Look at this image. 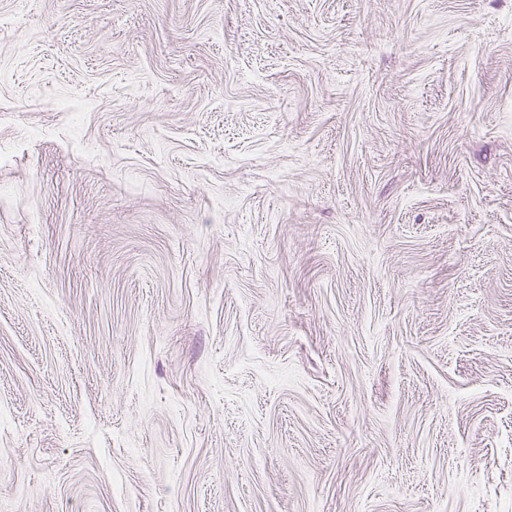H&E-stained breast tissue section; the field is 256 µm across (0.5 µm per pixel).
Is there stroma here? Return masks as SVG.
Here are the masks:
<instances>
[{
  "label": "stroma",
  "instance_id": "35a3bbf8",
  "mask_svg": "<svg viewBox=\"0 0 512 512\" xmlns=\"http://www.w3.org/2000/svg\"><path fill=\"white\" fill-rule=\"evenodd\" d=\"M0 512H512V0H0Z\"/></svg>",
  "mask_w": 512,
  "mask_h": 512
}]
</instances>
